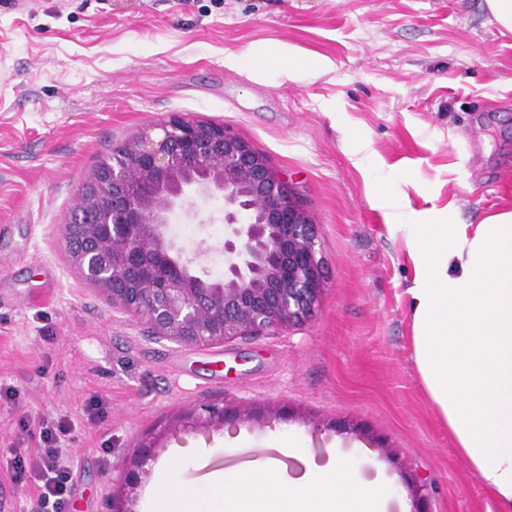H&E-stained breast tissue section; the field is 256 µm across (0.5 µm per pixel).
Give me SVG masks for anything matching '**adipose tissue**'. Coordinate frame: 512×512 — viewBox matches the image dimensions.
Returning <instances> with one entry per match:
<instances>
[{
    "mask_svg": "<svg viewBox=\"0 0 512 512\" xmlns=\"http://www.w3.org/2000/svg\"><path fill=\"white\" fill-rule=\"evenodd\" d=\"M234 63L291 78L328 66L282 45L247 47ZM400 230L414 271L407 293L420 384L498 512H512V210L478 224L431 211ZM178 467L172 458L162 464L150 492L154 512H383L390 496L384 484L360 481L343 457L289 481L272 457L197 488L174 482Z\"/></svg>",
    "mask_w": 512,
    "mask_h": 512,
    "instance_id": "1",
    "label": "adipose tissue"
}]
</instances>
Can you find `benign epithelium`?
<instances>
[{
  "instance_id": "7a95c632",
  "label": "benign epithelium",
  "mask_w": 512,
  "mask_h": 512,
  "mask_svg": "<svg viewBox=\"0 0 512 512\" xmlns=\"http://www.w3.org/2000/svg\"><path fill=\"white\" fill-rule=\"evenodd\" d=\"M64 225L70 258L112 307L146 323L153 337L212 345L252 340L311 321L321 304L325 262L316 224L264 156L224 125L174 116L117 146ZM224 197V277L192 272L168 237L169 215L197 196ZM280 417L264 405L189 407L142 442L157 448L177 433L262 425ZM426 504L430 484L409 474Z\"/></svg>"
}]
</instances>
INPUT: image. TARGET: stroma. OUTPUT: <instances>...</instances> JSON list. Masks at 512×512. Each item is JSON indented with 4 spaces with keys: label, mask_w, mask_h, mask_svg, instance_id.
I'll use <instances>...</instances> for the list:
<instances>
[{
    "label": "stroma",
    "mask_w": 512,
    "mask_h": 512,
    "mask_svg": "<svg viewBox=\"0 0 512 512\" xmlns=\"http://www.w3.org/2000/svg\"><path fill=\"white\" fill-rule=\"evenodd\" d=\"M281 44L328 69L291 80L232 65ZM172 116L224 125L284 174L326 262L310 322L210 346L152 340L82 280L62 225L100 156ZM455 206L477 224L512 208V33L485 0H0V499L32 512L6 469L27 414L70 416V512H119L124 461L184 408L271 402L290 413L168 437L134 475L138 512L160 462L178 481L279 456L302 477L336 456L411 512L407 472L429 512H487L411 360L412 270L395 224ZM170 230L196 273L224 272V200L195 199ZM104 402L87 419L90 398ZM356 422L366 437L315 433Z\"/></svg>",
    "instance_id": "35a3bbf8"
}]
</instances>
